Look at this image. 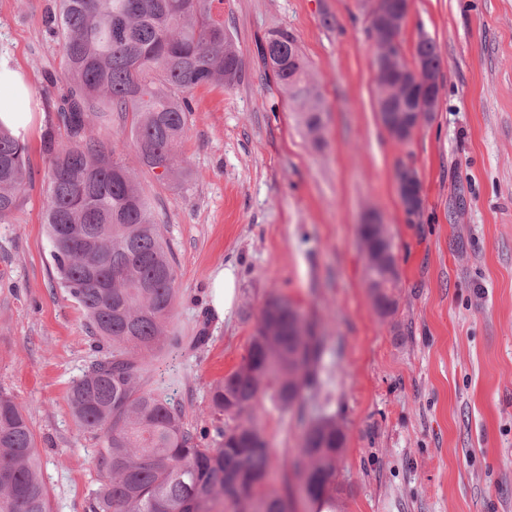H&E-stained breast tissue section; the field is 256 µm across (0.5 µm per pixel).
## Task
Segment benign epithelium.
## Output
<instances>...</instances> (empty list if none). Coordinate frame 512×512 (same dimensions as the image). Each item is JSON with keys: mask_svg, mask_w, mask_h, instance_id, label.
Wrapping results in <instances>:
<instances>
[{"mask_svg": "<svg viewBox=\"0 0 512 512\" xmlns=\"http://www.w3.org/2000/svg\"><path fill=\"white\" fill-rule=\"evenodd\" d=\"M410 8L411 0H381L369 16L372 46L388 41L391 34L406 21ZM409 73V89L413 90V94L401 99L399 109H393L385 98L378 102L383 126L392 138L401 142L409 141L430 120L433 112L438 109L440 99L442 71L433 70L427 62L416 56L409 64ZM397 189L403 211L409 216L417 215L422 208L423 197L420 179L413 168L405 167L400 171ZM363 223L372 226L373 240L380 245L378 250L362 246L366 263L372 268L382 264L391 271L395 270L397 256L387 225L380 214L375 211L368 213ZM366 288L377 316L384 321L391 320L394 309L399 305L398 293H382L380 285L373 278L366 281Z\"/></svg>", "mask_w": 512, "mask_h": 512, "instance_id": "obj_1", "label": "benign epithelium"}]
</instances>
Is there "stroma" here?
<instances>
[{"instance_id": "1", "label": "stroma", "mask_w": 512, "mask_h": 512, "mask_svg": "<svg viewBox=\"0 0 512 512\" xmlns=\"http://www.w3.org/2000/svg\"><path fill=\"white\" fill-rule=\"evenodd\" d=\"M54 0H0V59L27 85L28 171L19 208L0 223V388L25 411L51 512H89L99 484L94 434L78 429L70 387L98 351L85 314L59 288L44 224L43 137L69 143L48 83L60 51ZM375 0H224L239 52L233 87L192 91L185 181L165 184L132 146L116 151L152 198L178 266V344L156 383L184 406L199 442L233 421L211 390L247 354L270 296L285 297L325 339L318 383L285 410L260 396L252 416L272 451L268 481L307 423L336 417V512H512V0H412L399 40L419 35L442 61L440 103L406 143L377 112L369 14ZM292 33L323 107L321 144L257 53ZM414 168L423 208L403 211L396 176ZM378 211L401 273L393 322L374 313L359 224ZM230 271V308L210 281ZM212 308L218 315H224V309L229 306V300L233 288L226 284L224 279V269L220 268L213 273L212 276Z\"/></svg>"}]
</instances>
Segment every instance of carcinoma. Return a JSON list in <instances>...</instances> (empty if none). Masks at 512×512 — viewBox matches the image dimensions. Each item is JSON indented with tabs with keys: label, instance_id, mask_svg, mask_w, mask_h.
Listing matches in <instances>:
<instances>
[{
	"label": "carcinoma",
	"instance_id": "carcinoma-1",
	"mask_svg": "<svg viewBox=\"0 0 512 512\" xmlns=\"http://www.w3.org/2000/svg\"><path fill=\"white\" fill-rule=\"evenodd\" d=\"M224 0H56L51 31L58 40L66 91L55 108L69 144L51 152L45 224L59 287L84 311L88 330L111 350L70 387L78 426L100 441L102 482L92 512H292L293 492L267 484L271 453L244 415L269 392L295 406L317 383L324 337L297 317L288 300L264 305L247 355L211 391L215 411L238 419L204 447L182 409L149 386L154 361L174 342L177 261L152 201L134 172L115 158L116 143L96 123L129 127L139 162L160 182L187 177L179 146L197 87L231 86L241 74L236 46L214 3ZM392 35L396 59L378 94L399 99L408 62ZM416 52L441 68L435 42ZM277 84L313 137L322 106L297 39L277 31L259 45ZM26 143L0 127V221L20 205ZM346 436L334 418L308 426L292 462L306 477L312 512H336V457ZM0 512H50L33 433L14 398L0 389Z\"/></svg>",
	"mask_w": 512,
	"mask_h": 512
}]
</instances>
